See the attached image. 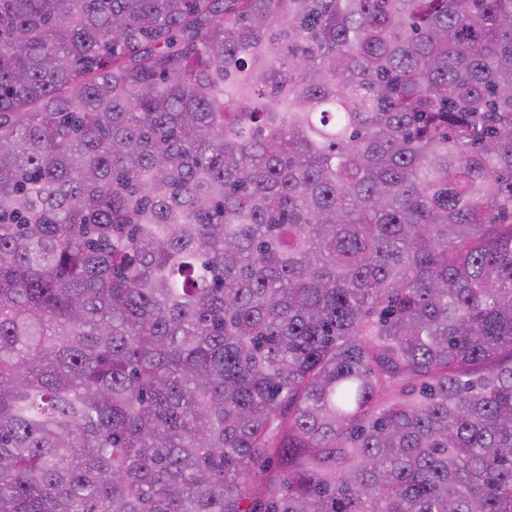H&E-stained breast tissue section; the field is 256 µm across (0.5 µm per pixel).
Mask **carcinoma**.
<instances>
[{"mask_svg": "<svg viewBox=\"0 0 512 512\" xmlns=\"http://www.w3.org/2000/svg\"><path fill=\"white\" fill-rule=\"evenodd\" d=\"M0 512H512V0H0Z\"/></svg>", "mask_w": 512, "mask_h": 512, "instance_id": "1", "label": "carcinoma"}]
</instances>
